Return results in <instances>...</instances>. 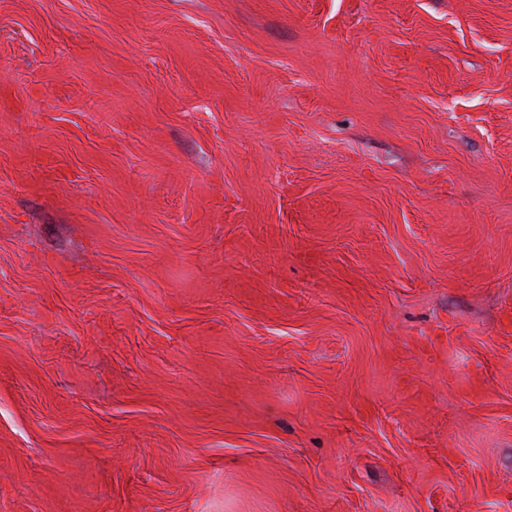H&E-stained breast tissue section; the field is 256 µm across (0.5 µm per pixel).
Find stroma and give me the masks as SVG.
I'll list each match as a JSON object with an SVG mask.
<instances>
[{"mask_svg": "<svg viewBox=\"0 0 512 512\" xmlns=\"http://www.w3.org/2000/svg\"><path fill=\"white\" fill-rule=\"evenodd\" d=\"M0 512H512V0H0Z\"/></svg>", "mask_w": 512, "mask_h": 512, "instance_id": "stroma-1", "label": "stroma"}]
</instances>
